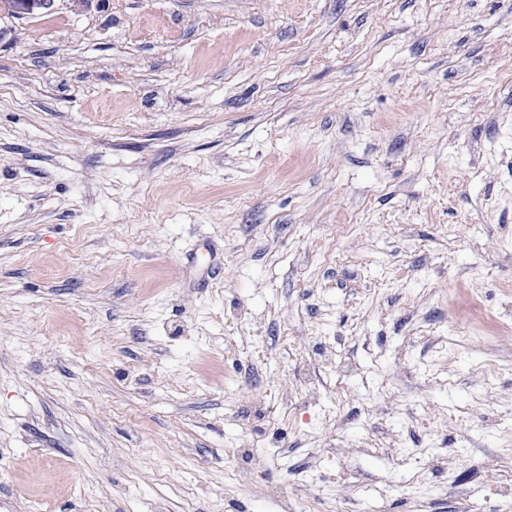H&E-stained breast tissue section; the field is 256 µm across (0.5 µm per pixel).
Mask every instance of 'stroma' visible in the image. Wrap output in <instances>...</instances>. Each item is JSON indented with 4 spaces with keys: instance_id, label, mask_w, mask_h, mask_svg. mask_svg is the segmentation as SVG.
<instances>
[{
    "instance_id": "1",
    "label": "stroma",
    "mask_w": 512,
    "mask_h": 512,
    "mask_svg": "<svg viewBox=\"0 0 512 512\" xmlns=\"http://www.w3.org/2000/svg\"><path fill=\"white\" fill-rule=\"evenodd\" d=\"M0 27V512H512V0Z\"/></svg>"
}]
</instances>
